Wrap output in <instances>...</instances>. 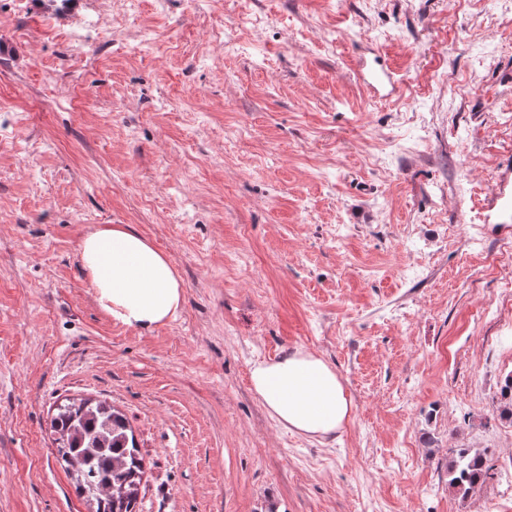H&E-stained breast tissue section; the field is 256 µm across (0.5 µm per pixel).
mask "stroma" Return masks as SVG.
Instances as JSON below:
<instances>
[{"instance_id":"obj_1","label":"stroma","mask_w":512,"mask_h":512,"mask_svg":"<svg viewBox=\"0 0 512 512\" xmlns=\"http://www.w3.org/2000/svg\"><path fill=\"white\" fill-rule=\"evenodd\" d=\"M509 164L493 0H0V512H95L51 428L80 400L124 416L136 512H512L508 237L483 221ZM111 224L177 271L167 323L95 304L79 243ZM296 350L352 401L335 437L251 387ZM459 448L491 467L465 496Z\"/></svg>"}]
</instances>
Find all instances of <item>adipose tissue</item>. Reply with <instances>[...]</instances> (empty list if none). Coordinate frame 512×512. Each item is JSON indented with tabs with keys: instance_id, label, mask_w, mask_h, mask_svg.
<instances>
[{
	"instance_id": "1",
	"label": "adipose tissue",
	"mask_w": 512,
	"mask_h": 512,
	"mask_svg": "<svg viewBox=\"0 0 512 512\" xmlns=\"http://www.w3.org/2000/svg\"><path fill=\"white\" fill-rule=\"evenodd\" d=\"M80 259L95 302L124 325L164 324L182 305V284L169 258L127 225L87 232L80 241ZM250 382L270 415L290 431L323 438L350 419L352 404L340 377L311 352L254 362Z\"/></svg>"
}]
</instances>
